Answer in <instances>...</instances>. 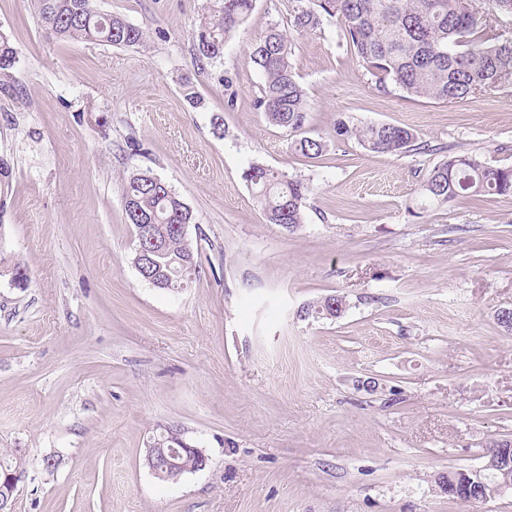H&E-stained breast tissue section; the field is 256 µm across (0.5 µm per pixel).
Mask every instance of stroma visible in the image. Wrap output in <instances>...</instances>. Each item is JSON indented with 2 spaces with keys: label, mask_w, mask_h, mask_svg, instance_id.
<instances>
[{
  "label": "stroma",
  "mask_w": 512,
  "mask_h": 512,
  "mask_svg": "<svg viewBox=\"0 0 512 512\" xmlns=\"http://www.w3.org/2000/svg\"><path fill=\"white\" fill-rule=\"evenodd\" d=\"M143 46L56 41L31 0H0V452L24 449L16 512H512V492L449 501L441 478L512 439V196L420 207L455 153L512 166V87L442 103L375 89L334 21L293 35L309 135L295 153L256 107L252 42L299 0H257L215 64L214 0H95ZM191 81L202 100L184 96ZM222 116V129L213 119ZM390 123L428 149L370 154L335 124ZM304 181V224L266 223L244 173ZM151 170L190 207L198 275L180 292L135 269L123 188ZM344 297L335 318L307 309ZM177 424L209 458L175 483L142 453ZM61 465L48 472L45 456Z\"/></svg>",
  "instance_id": "stroma-1"
}]
</instances>
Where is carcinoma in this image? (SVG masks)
<instances>
[{
	"instance_id": "obj_1",
	"label": "carcinoma",
	"mask_w": 512,
	"mask_h": 512,
	"mask_svg": "<svg viewBox=\"0 0 512 512\" xmlns=\"http://www.w3.org/2000/svg\"><path fill=\"white\" fill-rule=\"evenodd\" d=\"M40 26L50 39L97 41L112 47H137L144 31L120 15L101 13L94 0H33ZM491 16H479L476 0H310L289 18V26H269L251 45V57L263 77L257 106L267 121L288 132L293 149L308 159L321 157L323 141L307 135L305 92L291 58L288 28L312 32L323 20H336L338 45L357 59L379 91L393 86L414 97L453 103L469 96L512 86V37L496 25V16H512V0H491ZM256 0H217L202 17L196 36L201 67L224 54V44L246 21ZM336 138L354 140L368 153L405 154L425 149L417 134L403 126L379 123L354 125L338 120ZM244 178L253 190L266 223L290 228L304 223L308 187L272 169L253 164ZM158 176L136 172L124 185L127 223L160 224L168 232L167 249L156 257L154 271L171 276L168 291L178 292L194 271L179 268L178 260L195 262L188 239L174 230L193 223L189 207ZM419 195L445 204L458 197L494 194L512 196V167L459 153L435 165L420 179ZM26 473L24 455L16 448L0 454V497L11 489L5 472Z\"/></svg>"
}]
</instances>
